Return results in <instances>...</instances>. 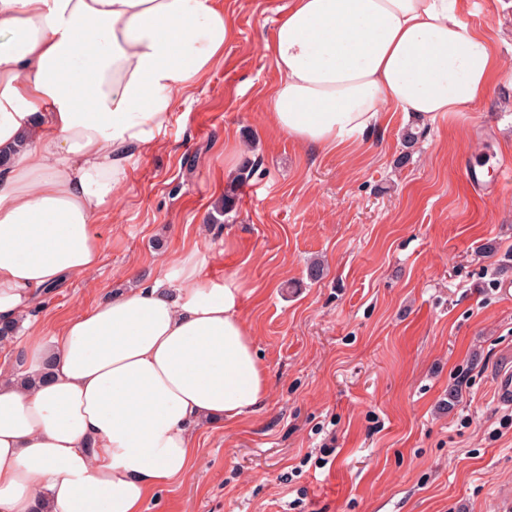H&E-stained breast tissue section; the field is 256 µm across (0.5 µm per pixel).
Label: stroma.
<instances>
[{
  "instance_id": "35a3bbf8",
  "label": "stroma",
  "mask_w": 512,
  "mask_h": 512,
  "mask_svg": "<svg viewBox=\"0 0 512 512\" xmlns=\"http://www.w3.org/2000/svg\"><path fill=\"white\" fill-rule=\"evenodd\" d=\"M218 3L235 28L223 59L94 220L99 270L42 295L8 362L23 368L30 329L191 250L210 278L244 282L268 395L224 429L196 426L191 473L144 512H512V408L496 399L512 368V0H462L502 73L408 152L400 112L344 151L276 130L263 44L288 0ZM228 191L234 209L217 217ZM326 445V466L306 461Z\"/></svg>"
}]
</instances>
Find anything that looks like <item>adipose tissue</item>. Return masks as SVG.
Instances as JSON below:
<instances>
[{
    "instance_id": "obj_1",
    "label": "adipose tissue",
    "mask_w": 512,
    "mask_h": 512,
    "mask_svg": "<svg viewBox=\"0 0 512 512\" xmlns=\"http://www.w3.org/2000/svg\"><path fill=\"white\" fill-rule=\"evenodd\" d=\"M233 36L215 0H0L1 322L99 268L94 219ZM264 52L271 122L325 149L390 111L456 119L499 70L461 0H289ZM244 296L189 253L30 338L0 365V512H143L186 478L194 426L268 394Z\"/></svg>"
}]
</instances>
